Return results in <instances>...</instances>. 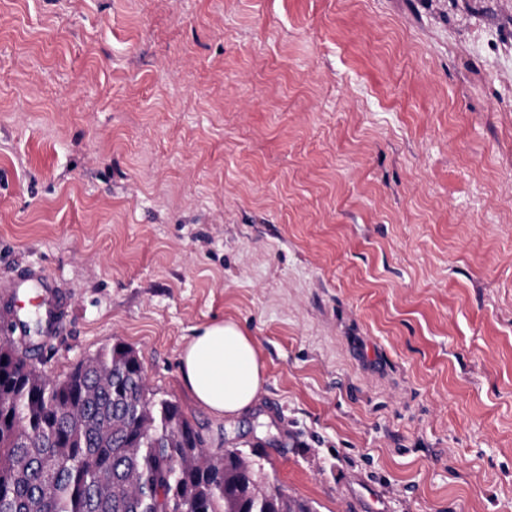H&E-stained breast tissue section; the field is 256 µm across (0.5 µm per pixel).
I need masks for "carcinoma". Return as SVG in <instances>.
<instances>
[{"label": "carcinoma", "instance_id": "obj_1", "mask_svg": "<svg viewBox=\"0 0 512 512\" xmlns=\"http://www.w3.org/2000/svg\"><path fill=\"white\" fill-rule=\"evenodd\" d=\"M0 336V512H316L272 487L256 454L217 455L180 406L157 398L117 342L61 380L28 361L41 317Z\"/></svg>", "mask_w": 512, "mask_h": 512}]
</instances>
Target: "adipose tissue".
<instances>
[{
	"mask_svg": "<svg viewBox=\"0 0 512 512\" xmlns=\"http://www.w3.org/2000/svg\"><path fill=\"white\" fill-rule=\"evenodd\" d=\"M181 370L197 400L219 414L250 408L264 382L253 338L232 320L193 336L181 355Z\"/></svg>",
	"mask_w": 512,
	"mask_h": 512,
	"instance_id": "1",
	"label": "adipose tissue"
}]
</instances>
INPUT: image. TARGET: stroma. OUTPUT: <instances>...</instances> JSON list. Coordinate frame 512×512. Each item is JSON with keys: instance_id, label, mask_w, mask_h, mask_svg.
Listing matches in <instances>:
<instances>
[{"instance_id": "1", "label": "stroma", "mask_w": 512, "mask_h": 512, "mask_svg": "<svg viewBox=\"0 0 512 512\" xmlns=\"http://www.w3.org/2000/svg\"><path fill=\"white\" fill-rule=\"evenodd\" d=\"M512 0H0V288L317 512H512ZM231 319L263 386L180 355ZM181 370L197 400L219 414L250 408L264 382L253 338L232 320L193 336L181 355Z\"/></svg>"}]
</instances>
